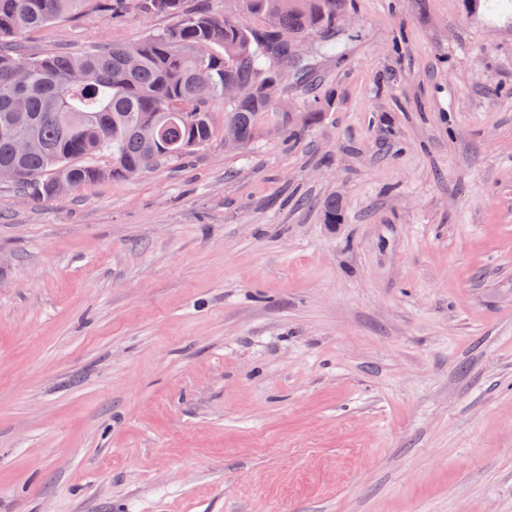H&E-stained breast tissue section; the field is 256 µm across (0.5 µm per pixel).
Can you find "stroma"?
<instances>
[{
    "label": "stroma",
    "instance_id": "1",
    "mask_svg": "<svg viewBox=\"0 0 512 512\" xmlns=\"http://www.w3.org/2000/svg\"><path fill=\"white\" fill-rule=\"evenodd\" d=\"M333 40L296 139L0 183V512H512V8L351 0Z\"/></svg>",
    "mask_w": 512,
    "mask_h": 512
}]
</instances>
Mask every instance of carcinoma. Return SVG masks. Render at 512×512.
Here are the masks:
<instances>
[{
  "label": "carcinoma",
  "mask_w": 512,
  "mask_h": 512,
  "mask_svg": "<svg viewBox=\"0 0 512 512\" xmlns=\"http://www.w3.org/2000/svg\"><path fill=\"white\" fill-rule=\"evenodd\" d=\"M87 0H0V167L17 170L15 185L37 199L56 196L59 179L73 187L105 177L125 178L130 168L146 172L175 165L213 141V112L224 109V127L237 130L247 148L265 117L292 137L288 104L270 103L263 83L283 74L288 49L275 40L281 32L299 38L312 31L328 34L345 14L347 0H234L233 12L188 11L185 0H144L146 11L175 15L174 27L135 45L106 44L79 56L64 53L26 58L12 47L24 33L45 28L81 11ZM258 16L265 27H251L244 16ZM28 69L18 86V66ZM82 68L92 80L76 84L71 71ZM244 89L224 100V86ZM331 100L314 98L302 111L305 123L320 122ZM14 137H33L35 152L18 154ZM106 156L100 168L89 159ZM324 223L342 221V204L323 203Z\"/></svg>",
  "instance_id": "obj_1"
}]
</instances>
